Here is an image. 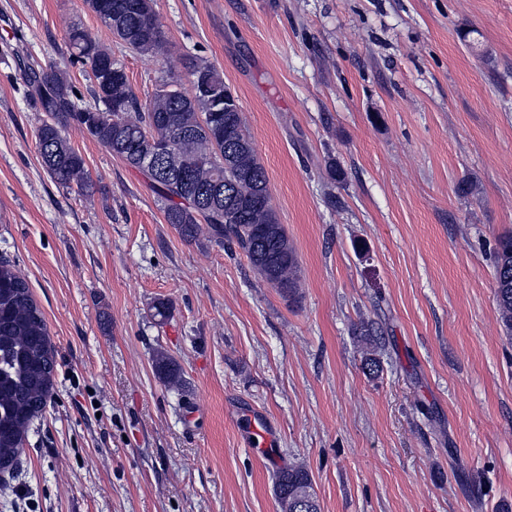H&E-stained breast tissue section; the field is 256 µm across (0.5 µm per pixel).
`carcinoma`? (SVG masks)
<instances>
[{
	"mask_svg": "<svg viewBox=\"0 0 512 512\" xmlns=\"http://www.w3.org/2000/svg\"><path fill=\"white\" fill-rule=\"evenodd\" d=\"M85 5L132 52L167 54L153 0ZM66 39L74 61L88 69L92 100L79 96L56 67L32 64L23 73L35 111L46 115L37 139L50 178L82 196L94 190L83 157L65 136L75 127L146 178L183 241L195 242L205 230L216 244L237 247L283 295L295 297L302 288L298 258L270 205L266 170L223 75L201 60L190 70V88L173 78L142 101L110 47L78 24L68 28ZM199 74L209 80L204 94L196 90ZM153 143L168 144L157 171L139 159ZM494 280L500 319L512 339V236L498 241ZM57 367V350L28 280L0 255V473L18 469L32 426L54 395ZM155 367L167 383L181 384L180 369L167 354L157 355ZM275 492L280 512H319L311 475L302 466L278 468Z\"/></svg>",
	"mask_w": 512,
	"mask_h": 512,
	"instance_id": "1",
	"label": "carcinoma"
}]
</instances>
